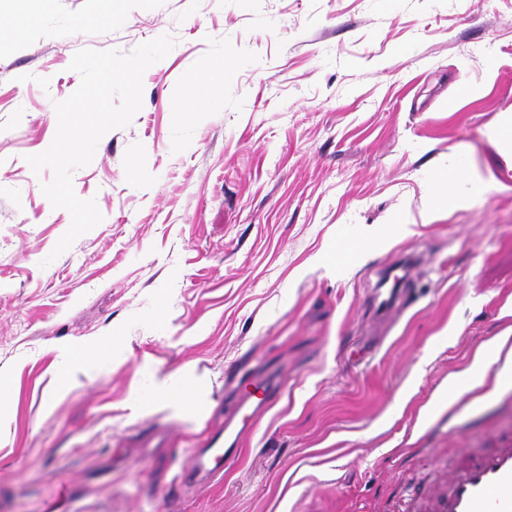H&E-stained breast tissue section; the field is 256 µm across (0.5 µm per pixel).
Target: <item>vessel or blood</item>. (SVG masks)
Listing matches in <instances>:
<instances>
[{"mask_svg": "<svg viewBox=\"0 0 512 512\" xmlns=\"http://www.w3.org/2000/svg\"><path fill=\"white\" fill-rule=\"evenodd\" d=\"M235 455L230 447L198 449L183 478L208 479ZM417 512H512V443L465 453Z\"/></svg>", "mask_w": 512, "mask_h": 512, "instance_id": "obj_1", "label": "vessel or blood"}]
</instances>
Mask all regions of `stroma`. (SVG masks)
I'll use <instances>...</instances> for the list:
<instances>
[{"label":"stroma","instance_id":"obj_1","mask_svg":"<svg viewBox=\"0 0 512 512\" xmlns=\"http://www.w3.org/2000/svg\"><path fill=\"white\" fill-rule=\"evenodd\" d=\"M0 28V512H403L512 441V0H0ZM162 35L73 173L103 219L52 257L71 216L26 158L71 59ZM191 94L220 106L175 120ZM451 160L489 190L424 213ZM90 341L111 362L69 375ZM231 364L287 385L250 417ZM185 371L194 415L155 400ZM228 417L239 456L182 483Z\"/></svg>","mask_w":512,"mask_h":512}]
</instances>
